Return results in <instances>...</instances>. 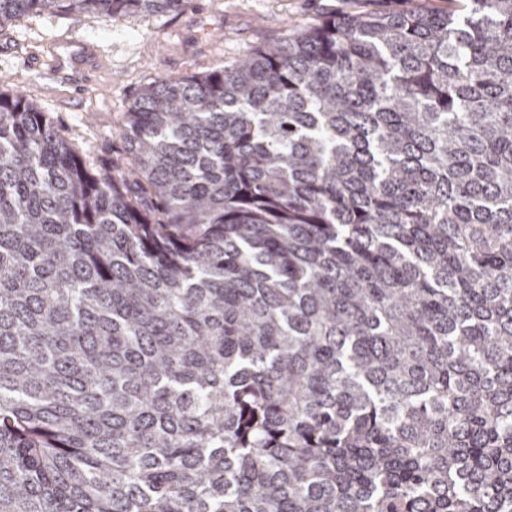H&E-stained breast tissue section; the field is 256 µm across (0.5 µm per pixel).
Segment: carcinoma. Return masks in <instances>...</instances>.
Instances as JSON below:
<instances>
[{
    "label": "carcinoma",
    "instance_id": "1",
    "mask_svg": "<svg viewBox=\"0 0 512 512\" xmlns=\"http://www.w3.org/2000/svg\"><path fill=\"white\" fill-rule=\"evenodd\" d=\"M119 137L0 90V512H512V0L323 19Z\"/></svg>",
    "mask_w": 512,
    "mask_h": 512
}]
</instances>
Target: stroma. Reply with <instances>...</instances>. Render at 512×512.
Wrapping results in <instances>:
<instances>
[{"mask_svg":"<svg viewBox=\"0 0 512 512\" xmlns=\"http://www.w3.org/2000/svg\"><path fill=\"white\" fill-rule=\"evenodd\" d=\"M466 0H189L186 8L105 20L44 12L0 28V81L22 91L69 133L74 148L109 165L124 112L158 77L227 67L330 15L461 12Z\"/></svg>","mask_w":512,"mask_h":512,"instance_id":"1","label":"stroma"}]
</instances>
